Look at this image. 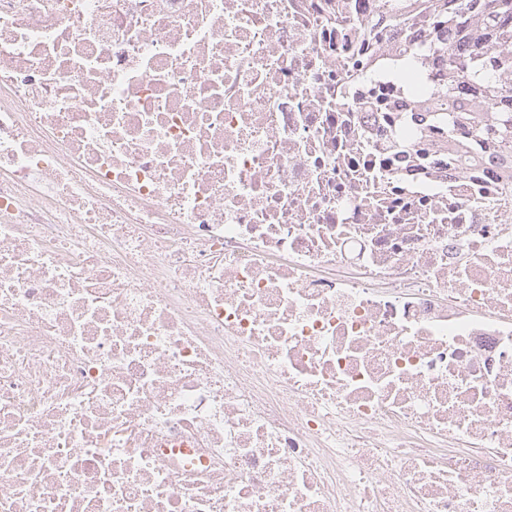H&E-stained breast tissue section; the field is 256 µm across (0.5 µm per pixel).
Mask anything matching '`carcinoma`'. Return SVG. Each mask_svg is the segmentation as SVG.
I'll list each match as a JSON object with an SVG mask.
<instances>
[{
    "label": "carcinoma",
    "instance_id": "1",
    "mask_svg": "<svg viewBox=\"0 0 512 512\" xmlns=\"http://www.w3.org/2000/svg\"><path fill=\"white\" fill-rule=\"evenodd\" d=\"M428 22L448 28L433 50L448 65V83L431 88L430 120L448 130L468 126L475 146L512 157V0H416ZM424 53L414 51L394 74L407 86L422 75Z\"/></svg>",
    "mask_w": 512,
    "mask_h": 512
}]
</instances>
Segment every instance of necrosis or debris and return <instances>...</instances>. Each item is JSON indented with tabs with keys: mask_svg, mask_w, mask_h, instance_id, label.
<instances>
[{
	"mask_svg": "<svg viewBox=\"0 0 512 512\" xmlns=\"http://www.w3.org/2000/svg\"><path fill=\"white\" fill-rule=\"evenodd\" d=\"M383 0H0V512H512V162ZM422 51H414L404 61L396 64L394 74L410 88L422 75L420 59L424 58Z\"/></svg>",
	"mask_w": 512,
	"mask_h": 512,
	"instance_id": "4bbe7bcc",
	"label": "necrosis or debris"
}]
</instances>
